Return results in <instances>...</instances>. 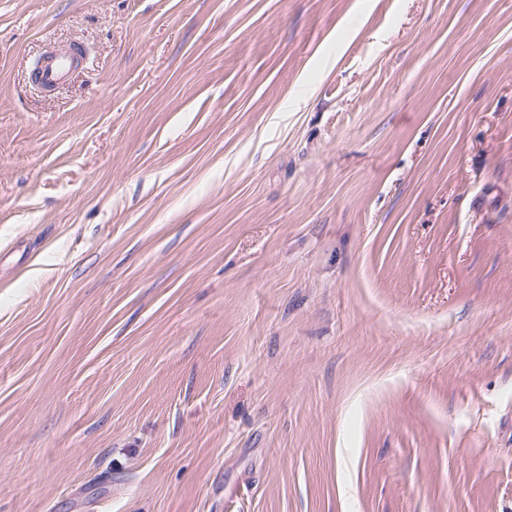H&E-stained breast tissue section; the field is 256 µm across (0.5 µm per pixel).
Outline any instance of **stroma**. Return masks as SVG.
<instances>
[{
	"instance_id": "obj_1",
	"label": "stroma",
	"mask_w": 512,
	"mask_h": 512,
	"mask_svg": "<svg viewBox=\"0 0 512 512\" xmlns=\"http://www.w3.org/2000/svg\"><path fill=\"white\" fill-rule=\"evenodd\" d=\"M0 512H512V0H0ZM72 65L73 60L68 54L49 53L45 56L36 80L43 88H54L66 79Z\"/></svg>"
}]
</instances>
